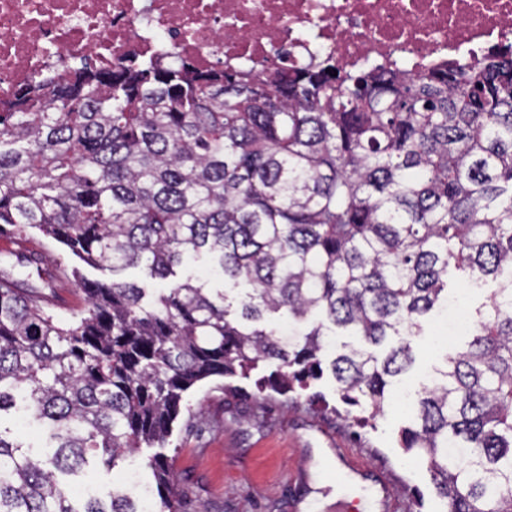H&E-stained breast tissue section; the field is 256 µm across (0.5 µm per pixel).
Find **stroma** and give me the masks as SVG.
<instances>
[{"instance_id":"obj_1","label":"stroma","mask_w":512,"mask_h":512,"mask_svg":"<svg viewBox=\"0 0 512 512\" xmlns=\"http://www.w3.org/2000/svg\"><path fill=\"white\" fill-rule=\"evenodd\" d=\"M24 242L46 267L77 269L84 277L111 280L109 271L84 265L40 231ZM439 316H429L415 337L416 362L396 387L417 395L447 350L462 348L464 333L434 343ZM273 361L247 375L210 377L185 394L187 411L173 424L166 453L175 487L187 492L194 512H374L361 485L337 484L335 449H349L370 475L384 476L388 493L413 512H443L426 463L407 460L398 432L408 425L412 403L387 404L365 425L345 417L346 406L331 374L295 384L288 396H268Z\"/></svg>"}]
</instances>
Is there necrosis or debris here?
<instances>
[{
  "label": "necrosis or debris",
  "instance_id": "4bbe7bcc",
  "mask_svg": "<svg viewBox=\"0 0 512 512\" xmlns=\"http://www.w3.org/2000/svg\"><path fill=\"white\" fill-rule=\"evenodd\" d=\"M512 44V0H0V101L58 59L167 48L199 66L249 69L321 57L413 73Z\"/></svg>",
  "mask_w": 512,
  "mask_h": 512
}]
</instances>
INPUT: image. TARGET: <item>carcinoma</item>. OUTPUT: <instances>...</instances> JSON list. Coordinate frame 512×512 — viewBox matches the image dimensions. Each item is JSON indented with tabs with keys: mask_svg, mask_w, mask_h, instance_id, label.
I'll return each instance as SVG.
<instances>
[{
	"mask_svg": "<svg viewBox=\"0 0 512 512\" xmlns=\"http://www.w3.org/2000/svg\"><path fill=\"white\" fill-rule=\"evenodd\" d=\"M38 229L92 267L165 283L89 280L53 312L0 267V512H187L171 460L146 457L157 500L65 479L163 447L184 394L275 360L269 381L329 370L357 423L384 411L449 267L498 288L467 348L423 388L401 447L446 512H512V47L466 68L343 70L331 58L252 72L134 55L62 62L0 109V236ZM208 256L246 289L168 282ZM348 333L328 365L327 337ZM38 424L40 453L4 423Z\"/></svg>",
	"mask_w": 512,
	"mask_h": 512,
	"instance_id": "cac0c4a2",
	"label": "carcinoma"
}]
</instances>
